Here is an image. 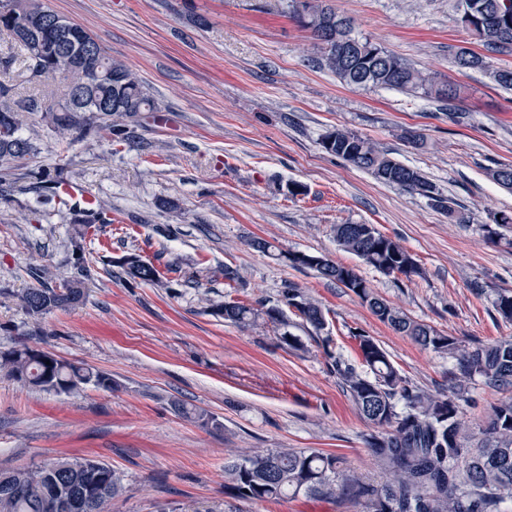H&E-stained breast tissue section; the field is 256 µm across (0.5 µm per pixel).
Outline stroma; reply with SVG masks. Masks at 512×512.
<instances>
[{"instance_id":"stroma-1","label":"stroma","mask_w":512,"mask_h":512,"mask_svg":"<svg viewBox=\"0 0 512 512\" xmlns=\"http://www.w3.org/2000/svg\"><path fill=\"white\" fill-rule=\"evenodd\" d=\"M86 27L123 60L160 104L127 118V139L88 127L58 143L51 119L22 117L38 150L0 164V287L23 291L74 277L71 240L78 207L48 201L45 173L63 170L110 206L111 223L84 242L86 297L34 321L0 296V349L25 343L111 375L114 389L56 393L0 375V469L67 455L102 460L123 489L108 512H363L344 494L244 500L225 488L224 464L267 448L339 456L342 471L377 486L386 472L367 445L373 426L358 412L314 330L289 315L304 344L286 346L272 325L242 329L211 314L227 291L224 267L238 270L248 300L277 301L288 286L327 312L332 349L360 358L351 329L373 336L401 374L432 395L451 394L456 358L421 348L380 322L341 284L282 261L292 251L325 255L355 268L374 293L413 319L472 348L512 338L499 293L512 291V190L490 169L512 164V91L487 70L458 71L452 56L476 44L450 0H331L356 30L423 71L460 84L447 111L392 89L341 85L317 69L307 31L288 0H44ZM344 128L419 170L469 216L457 223L420 195L375 180L319 145ZM423 137L406 143L403 130ZM303 187L288 193L291 184ZM509 223H499V216ZM371 224L398 241L421 272L392 279L336 242L337 224ZM261 239L270 251L254 247ZM136 253L175 267L161 288L130 278L119 260ZM511 386L467 383L461 402L465 447L485 437ZM218 418L221 429L178 416L174 403Z\"/></svg>"}]
</instances>
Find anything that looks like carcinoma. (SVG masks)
<instances>
[{
  "instance_id": "cac0c4a2",
  "label": "carcinoma",
  "mask_w": 512,
  "mask_h": 512,
  "mask_svg": "<svg viewBox=\"0 0 512 512\" xmlns=\"http://www.w3.org/2000/svg\"><path fill=\"white\" fill-rule=\"evenodd\" d=\"M17 0H0V30L7 32L21 49L28 72L39 69L46 81L65 82L64 99L28 96L17 100L12 89L0 84V161L20 162L37 150L34 137L20 135L21 113H50L54 131L64 137L89 124L104 121L102 129L119 139L124 129L115 119L157 110L154 99L133 70L110 57L94 36L72 23L79 40L94 42L92 55L72 53L54 46L51 16L42 0H32L33 9L19 12ZM300 0H289V13L315 40L319 68L328 70L343 85L358 89L387 88L448 105L460 97V89L436 75L424 74L408 60L388 51L367 37L354 33L352 20L339 15L329 0H314L313 12L305 16ZM454 9L461 24L477 43L491 54L512 55V0H456ZM461 69H486V56L461 49L454 56ZM101 110L88 121L83 112ZM322 149L377 181L428 198L433 205L455 215L452 201L443 196L422 174L404 165L368 138L341 128L321 136ZM336 242L379 273L409 278L418 273L413 256L397 241L375 230L368 234L361 224H338ZM140 256L129 253L121 262L127 275L146 283L166 285L151 263L139 264ZM317 272L350 289L378 320L415 343L438 354L459 360L462 380L452 395L434 397L410 385L387 352L369 335L354 332L364 370L359 371L339 356L333 368L341 378L359 413L376 428L367 444L392 478L379 486L363 483L338 469L331 453L268 448L244 455L224 466L226 488L241 499L277 500L301 492L325 498L336 497V488L349 493L364 512H498L512 498V400L496 409L478 448L460 443L464 428L460 393L464 381L479 377L488 385H512V338L500 339L473 350L461 347L451 337L418 322L388 301L378 297L354 269L325 260ZM11 294L34 319L55 310H66L84 298L83 281L63 279L58 285L28 288ZM298 301L296 311L316 332L326 329L321 304L299 288L289 287L271 306L256 308L239 299L212 300L210 311L239 327L262 318L280 331L282 341L293 350L304 349L301 339L288 331L283 307ZM0 373L26 386L70 393L87 385L112 391V376L88 365H77L27 345L0 351ZM31 468L0 470V499L8 512H47L44 501L67 498L86 502L93 489V506L87 512H106L107 505L122 490V478L111 465L88 458L59 459V467L42 481L30 475Z\"/></svg>"
}]
</instances>
